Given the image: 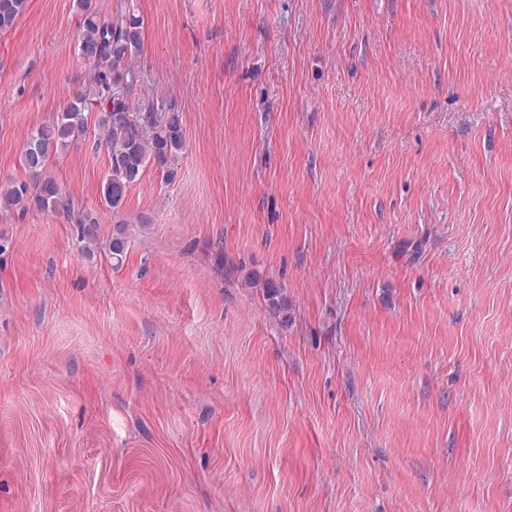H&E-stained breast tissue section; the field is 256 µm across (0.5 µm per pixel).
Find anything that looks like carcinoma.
Masks as SVG:
<instances>
[{"label": "carcinoma", "instance_id": "1", "mask_svg": "<svg viewBox=\"0 0 512 512\" xmlns=\"http://www.w3.org/2000/svg\"><path fill=\"white\" fill-rule=\"evenodd\" d=\"M26 6L27 0H0V30L12 28ZM77 8L82 21L77 51L92 65L88 87L69 98L55 120L31 131L23 156L29 179L0 185V209L47 211L74 217L79 224H96V217L44 174L50 159L83 135L90 101L100 107L97 123L104 132L109 164L103 196L113 209L145 169L153 167L174 177L172 165L183 150L184 136L179 113L163 111L150 99L129 102V90L138 82L132 60L142 47L139 17L128 10L106 19L93 0H77ZM245 283L262 290L273 315L288 322V298L280 286L257 274L247 276Z\"/></svg>", "mask_w": 512, "mask_h": 512}]
</instances>
